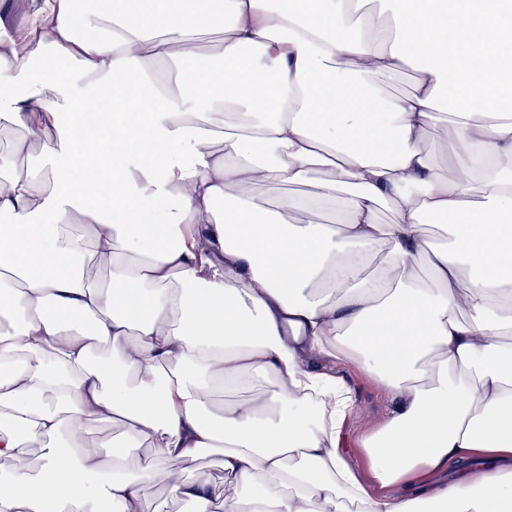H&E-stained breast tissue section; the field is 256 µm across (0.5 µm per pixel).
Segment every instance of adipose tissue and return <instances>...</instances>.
<instances>
[{"label": "adipose tissue", "mask_w": 512, "mask_h": 512, "mask_svg": "<svg viewBox=\"0 0 512 512\" xmlns=\"http://www.w3.org/2000/svg\"><path fill=\"white\" fill-rule=\"evenodd\" d=\"M34 3L0 32V131L49 144L0 176V512H146L161 463L192 512H512V0H387L368 33L355 0ZM203 32L222 65L187 50ZM445 93L448 175L421 148ZM269 182L313 193L273 215ZM319 358L392 405L371 485ZM213 448L222 481L186 480ZM378 88L386 96H404L414 87L413 72L403 69L392 75H384L377 80Z\"/></svg>", "instance_id": "1"}]
</instances>
